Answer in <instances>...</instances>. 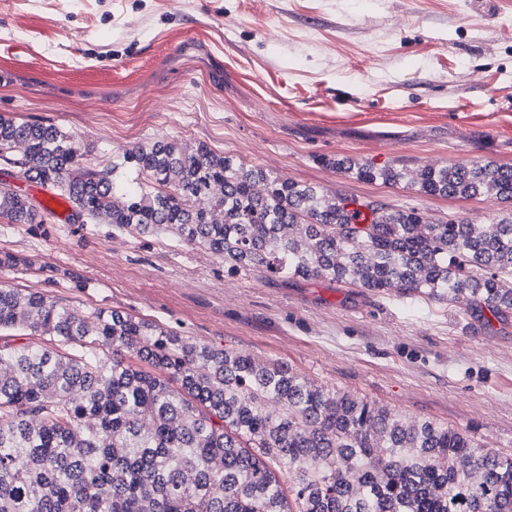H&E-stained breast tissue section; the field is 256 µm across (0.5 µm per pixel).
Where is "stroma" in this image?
Here are the masks:
<instances>
[{
    "label": "stroma",
    "instance_id": "35a3bbf8",
    "mask_svg": "<svg viewBox=\"0 0 512 512\" xmlns=\"http://www.w3.org/2000/svg\"><path fill=\"white\" fill-rule=\"evenodd\" d=\"M0 115L92 162L162 137L272 176L485 224L503 204L366 183L322 158L512 165V0H0ZM0 281L281 360L331 391L512 452V313L229 275L166 233L0 222Z\"/></svg>",
    "mask_w": 512,
    "mask_h": 512
}]
</instances>
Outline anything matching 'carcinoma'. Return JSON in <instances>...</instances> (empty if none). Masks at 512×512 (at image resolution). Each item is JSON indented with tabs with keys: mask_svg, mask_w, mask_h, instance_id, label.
Instances as JSON below:
<instances>
[{
	"mask_svg": "<svg viewBox=\"0 0 512 512\" xmlns=\"http://www.w3.org/2000/svg\"><path fill=\"white\" fill-rule=\"evenodd\" d=\"M132 237L171 232L230 275L328 279L512 313V212L433 218L271 176L162 138L105 166L55 125L0 115V164ZM364 182L512 203V165L412 172L322 159ZM48 210L0 188V219ZM31 266L7 249L0 268ZM0 512H512V454L300 378L286 363L114 308L0 283ZM288 475L283 486L280 473Z\"/></svg>",
	"mask_w": 512,
	"mask_h": 512,
	"instance_id": "obj_1",
	"label": "carcinoma"
}]
</instances>
